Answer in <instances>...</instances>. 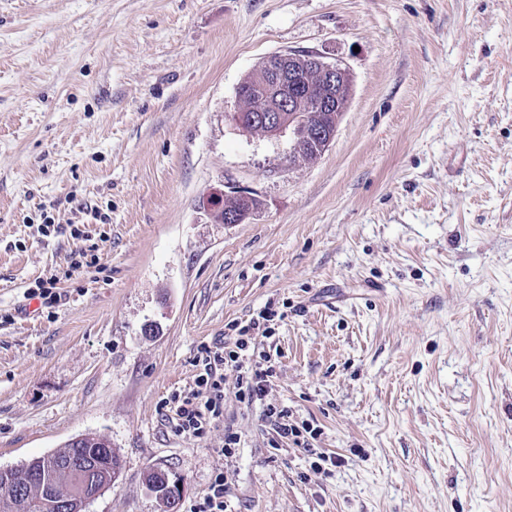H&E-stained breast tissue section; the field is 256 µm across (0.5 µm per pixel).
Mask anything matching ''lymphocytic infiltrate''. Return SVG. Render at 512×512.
Returning <instances> with one entry per match:
<instances>
[{
    "mask_svg": "<svg viewBox=\"0 0 512 512\" xmlns=\"http://www.w3.org/2000/svg\"><path fill=\"white\" fill-rule=\"evenodd\" d=\"M275 310L265 309L250 324L239 329L232 343L224 346L205 345L200 349L197 365L200 372L192 390L172 395L176 405L177 433L200 438L211 425L224 417V372L236 373L235 399L246 406L261 405L265 423L274 436L271 446L292 443L302 449L313 448L319 437L317 429L293 419L288 408L268 403L275 371L268 358L252 359L249 351L257 339L269 337Z\"/></svg>",
    "mask_w": 512,
    "mask_h": 512,
    "instance_id": "obj_1",
    "label": "lymphocytic infiltrate"
}]
</instances>
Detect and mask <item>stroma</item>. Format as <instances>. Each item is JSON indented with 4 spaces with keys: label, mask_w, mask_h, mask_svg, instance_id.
Returning a JSON list of instances; mask_svg holds the SVG:
<instances>
[{
    "label": "stroma",
    "mask_w": 512,
    "mask_h": 512,
    "mask_svg": "<svg viewBox=\"0 0 512 512\" xmlns=\"http://www.w3.org/2000/svg\"><path fill=\"white\" fill-rule=\"evenodd\" d=\"M289 51L351 77L313 160L232 119ZM269 303L330 473L230 392L198 439L163 405ZM81 435L122 460L86 512H165L153 470L177 512L219 472L226 512H512V0H0V467ZM227 199V195L225 194L224 190H217L206 202V208L208 210H215L217 205H223V202ZM236 202L228 199L226 202H224V210L220 213H217L214 215L215 219L217 221H220L221 223L225 224H239L244 222L251 214L252 209L251 208H242L240 210H237L236 212L232 214H227L226 218L224 220V213L226 214L227 208H235ZM60 279L57 277L47 278L40 280L36 283V288L31 289L30 296L32 298H39L41 303L46 307H51L61 299V294L57 291Z\"/></svg>",
    "instance_id": "stroma-1"
}]
</instances>
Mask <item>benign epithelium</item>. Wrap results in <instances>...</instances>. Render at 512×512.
Returning <instances> with one entry per match:
<instances>
[{"mask_svg":"<svg viewBox=\"0 0 512 512\" xmlns=\"http://www.w3.org/2000/svg\"><path fill=\"white\" fill-rule=\"evenodd\" d=\"M261 69L257 105L237 111L236 123L241 127L248 125L253 132L263 135L287 131L293 138L295 151L305 141L324 151L336 127L322 122L309 129V113L346 110L343 91L350 82L346 68L327 63L316 54L288 52L266 56ZM110 452V447L95 448L82 459L51 461L53 469L72 482L70 494L56 500L58 512H84L88 502L98 496L103 470L100 459Z\"/></svg>","mask_w":512,"mask_h":512,"instance_id":"7a95c632","label":"benign epithelium"}]
</instances>
